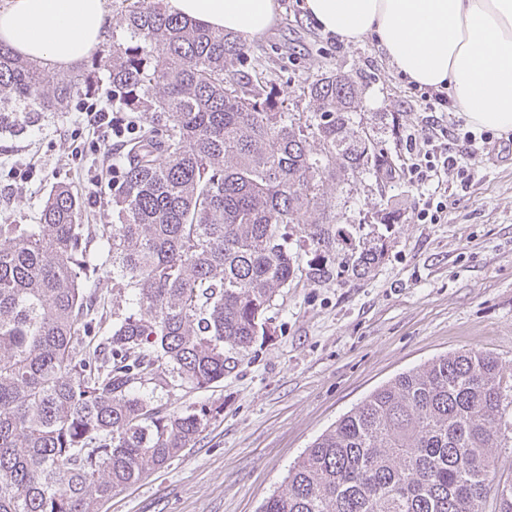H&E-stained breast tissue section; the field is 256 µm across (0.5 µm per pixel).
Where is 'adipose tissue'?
Here are the masks:
<instances>
[{
    "label": "adipose tissue",
    "instance_id": "ef3b65f1",
    "mask_svg": "<svg viewBox=\"0 0 512 512\" xmlns=\"http://www.w3.org/2000/svg\"><path fill=\"white\" fill-rule=\"evenodd\" d=\"M169 14L246 38L265 33L276 0H164ZM322 31L356 43L376 36L402 74L420 85H448L467 123L512 133V0H304ZM105 0H8L0 43L56 68L101 43Z\"/></svg>",
    "mask_w": 512,
    "mask_h": 512
}]
</instances>
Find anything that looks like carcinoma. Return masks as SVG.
Returning <instances> with one entry per match:
<instances>
[{
  "label": "carcinoma",
  "instance_id": "obj_1",
  "mask_svg": "<svg viewBox=\"0 0 512 512\" xmlns=\"http://www.w3.org/2000/svg\"><path fill=\"white\" fill-rule=\"evenodd\" d=\"M120 21L125 41L54 76L0 43V129L66 112L105 79L135 125L112 159V223H79L59 183L39 223L0 224V512H98L222 410L175 411L157 390L223 381L274 335L283 289L367 277L386 254L328 198L345 209L358 175L381 185L399 169L353 81L324 73L303 88L312 111L286 112L238 34L163 0H121ZM511 406L497 358L436 357L315 439L259 512H482L491 491L512 512V482L492 477Z\"/></svg>",
  "mask_w": 512,
  "mask_h": 512
}]
</instances>
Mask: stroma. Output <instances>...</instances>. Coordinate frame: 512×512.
<instances>
[{"instance_id": "stroma-1", "label": "stroma", "mask_w": 512, "mask_h": 512, "mask_svg": "<svg viewBox=\"0 0 512 512\" xmlns=\"http://www.w3.org/2000/svg\"><path fill=\"white\" fill-rule=\"evenodd\" d=\"M304 0H277L278 18L250 41L262 57L288 112L309 109L303 88L321 73H345L361 89L359 110L401 174L377 187L358 183L349 220L374 226L387 242L384 260L368 277L285 289L274 313L277 333L254 345L223 382L166 396L169 408L215 402L222 412L190 448L135 484L113 493L99 512H257L301 453L371 391L400 373L450 352L497 357L512 386V133L491 132L469 154L463 139L450 153L468 158V187L448 186L440 223L419 224L415 214L434 194L404 174L411 163L408 133L428 121L405 77L390 64L375 37L345 43L318 30ZM85 114L48 113L19 134L0 130V222L38 223L52 186L70 184L86 212L112 221L106 185L92 186L111 147L81 159L71 156ZM37 161L36 174L19 185L15 171ZM400 202L399 223L376 218L380 197Z\"/></svg>"}]
</instances>
